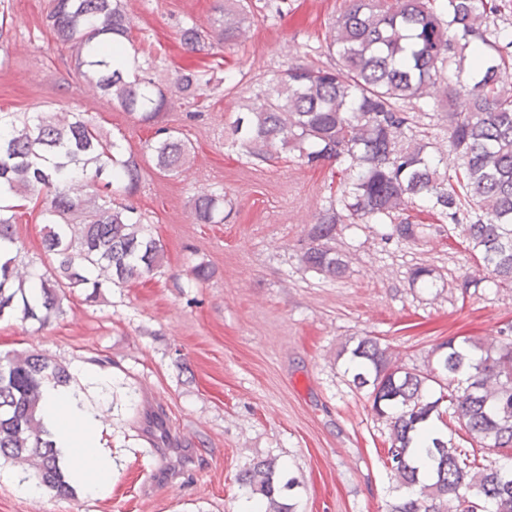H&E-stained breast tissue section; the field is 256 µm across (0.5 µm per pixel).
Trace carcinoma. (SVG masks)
Listing matches in <instances>:
<instances>
[{
    "instance_id": "obj_1",
    "label": "carcinoma",
    "mask_w": 512,
    "mask_h": 512,
    "mask_svg": "<svg viewBox=\"0 0 512 512\" xmlns=\"http://www.w3.org/2000/svg\"><path fill=\"white\" fill-rule=\"evenodd\" d=\"M252 4L217 0L219 16L206 31L192 24L180 43L192 55L213 54L245 36ZM498 0H349L334 22L327 46L332 62L296 64L278 71L270 87L255 94L247 115L230 125L233 143L248 159L268 163L283 150L301 162L350 160V181L341 199L350 223L387 224L400 242L423 238L424 225L400 217L421 202L423 211L458 222L461 208L480 215L466 225L464 251L487 272L464 281L512 286V89L501 75L512 62V42L500 44L488 28ZM45 23L69 46L71 61L86 83L139 124L166 110L169 92L188 104L204 91L196 69L175 71L168 88L139 64L116 66L127 53L132 22L123 0H49ZM470 76L449 67L467 49ZM442 87V102L430 103L427 88ZM443 107L448 148L430 142L419 116ZM151 145L156 166L181 172L192 144L173 130ZM457 167L448 175V156ZM140 168L117 143L82 113H38L25 120L0 113V318L16 310L21 319L45 324L61 312L65 290L98 292L140 278L157 266L161 246L144 233V218L120 202L138 189ZM37 199L44 215L42 246L53 256L50 273L16 263L18 237L13 202ZM198 224L224 223V198L200 194ZM342 223L329 207L309 234L302 262L329 279L341 278L347 261L334 241ZM348 354L344 375L366 392L372 417L389 430L384 466L407 490L388 512H512V324L474 340L451 336L420 368L404 363L393 346L361 336ZM69 385V369L42 354L0 357V456L31 467V475L60 497L74 488L59 465L53 434L37 416L44 381ZM457 423L465 448L447 431ZM493 456L484 464L472 449ZM277 459L250 463L236 477L242 495L258 499L260 512H296L280 501Z\"/></svg>"
}]
</instances>
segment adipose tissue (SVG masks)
I'll use <instances>...</instances> for the list:
<instances>
[{"label": "adipose tissue", "instance_id": "adipose-tissue-1", "mask_svg": "<svg viewBox=\"0 0 512 512\" xmlns=\"http://www.w3.org/2000/svg\"><path fill=\"white\" fill-rule=\"evenodd\" d=\"M41 414L65 460L73 464V484L93 495L106 490L112 482V460L98 446L97 420L80 393L70 386H45Z\"/></svg>", "mask_w": 512, "mask_h": 512}]
</instances>
